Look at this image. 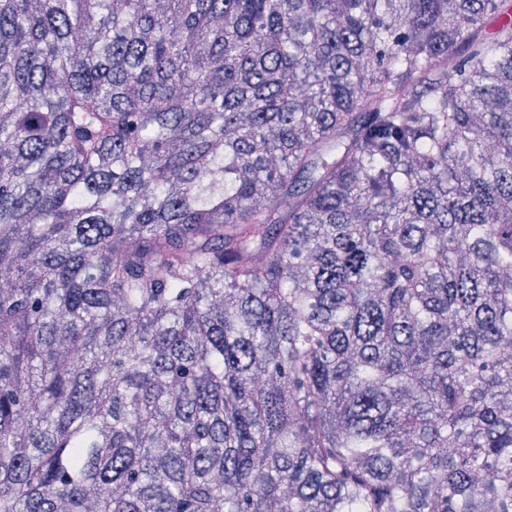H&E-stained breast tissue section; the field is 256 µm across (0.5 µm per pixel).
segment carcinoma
Masks as SVG:
<instances>
[{
    "label": "carcinoma",
    "mask_w": 512,
    "mask_h": 512,
    "mask_svg": "<svg viewBox=\"0 0 512 512\" xmlns=\"http://www.w3.org/2000/svg\"><path fill=\"white\" fill-rule=\"evenodd\" d=\"M511 347L512 0H0V512H512Z\"/></svg>",
    "instance_id": "1"
}]
</instances>
